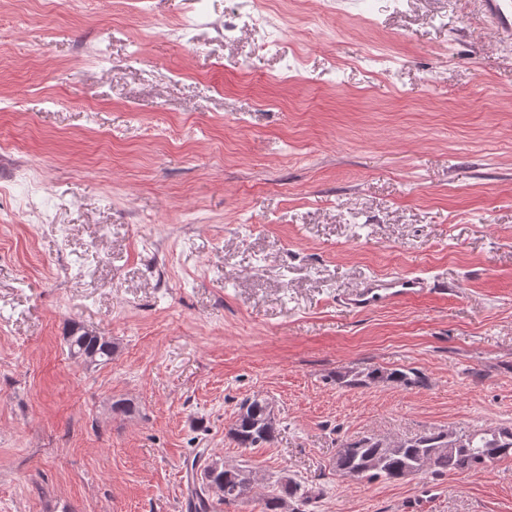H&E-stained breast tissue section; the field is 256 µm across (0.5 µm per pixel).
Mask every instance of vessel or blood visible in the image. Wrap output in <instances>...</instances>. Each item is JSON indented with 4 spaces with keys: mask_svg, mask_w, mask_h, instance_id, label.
<instances>
[{
    "mask_svg": "<svg viewBox=\"0 0 512 512\" xmlns=\"http://www.w3.org/2000/svg\"><path fill=\"white\" fill-rule=\"evenodd\" d=\"M486 17L504 37H512V0H481ZM428 290L418 275H371L359 286L342 294L339 303L353 313H367L402 299L420 296Z\"/></svg>",
    "mask_w": 512,
    "mask_h": 512,
    "instance_id": "1",
    "label": "vessel or blood"
}]
</instances>
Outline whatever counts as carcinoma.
I'll list each match as a JSON object with an SVG mask.
<instances>
[{"instance_id":"cac0c4a2","label":"carcinoma","mask_w":512,"mask_h":512,"mask_svg":"<svg viewBox=\"0 0 512 512\" xmlns=\"http://www.w3.org/2000/svg\"><path fill=\"white\" fill-rule=\"evenodd\" d=\"M69 354L88 359L95 365L112 360V339L99 336L72 324L67 332ZM385 381L404 386L422 383L418 372L395 369L387 374L373 369L357 375L352 385L366 386ZM280 418L266 398L254 396L244 400L227 436L240 448H258L273 441ZM512 458V427L464 432L438 430L408 440L392 441L363 437L338 448L334 468L340 476L359 479L399 481L409 476L441 477L448 473L474 471L489 463ZM201 482L192 483L191 512H211V492L221 494L228 505L251 496L259 478L248 466L227 465L217 461L201 468ZM278 491L264 499V512H303L308 499L293 478L283 475L277 480Z\"/></svg>"}]
</instances>
